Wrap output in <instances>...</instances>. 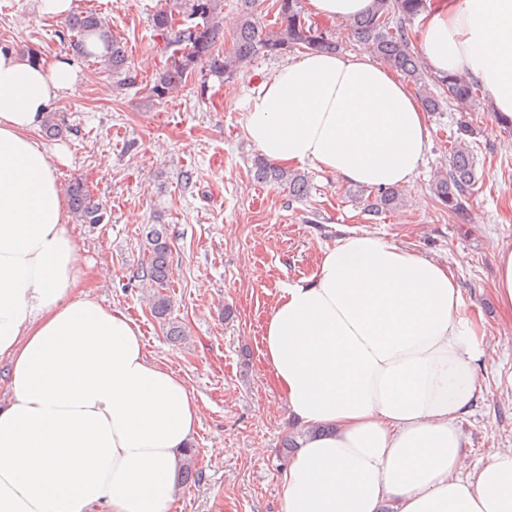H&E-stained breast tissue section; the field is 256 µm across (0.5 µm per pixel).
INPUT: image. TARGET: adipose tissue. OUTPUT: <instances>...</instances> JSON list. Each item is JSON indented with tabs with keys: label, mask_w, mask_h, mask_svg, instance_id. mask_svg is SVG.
I'll return each instance as SVG.
<instances>
[{
	"label": "adipose tissue",
	"mask_w": 512,
	"mask_h": 512,
	"mask_svg": "<svg viewBox=\"0 0 512 512\" xmlns=\"http://www.w3.org/2000/svg\"><path fill=\"white\" fill-rule=\"evenodd\" d=\"M418 48L463 72L512 121V0H438ZM61 60L0 45V512H168L200 421L138 325L83 288L54 167L35 139L75 89ZM248 140L285 167L409 186L429 146L403 75L365 54L305 53L260 81ZM488 333L453 271L383 235L348 231L284 284L263 356L311 427L282 475L280 512H512V450L469 465L456 426L476 402Z\"/></svg>",
	"instance_id": "1"
}]
</instances>
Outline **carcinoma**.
I'll list each match as a JSON object with an SVG mask.
<instances>
[{
	"label": "carcinoma",
	"instance_id": "1",
	"mask_svg": "<svg viewBox=\"0 0 512 512\" xmlns=\"http://www.w3.org/2000/svg\"><path fill=\"white\" fill-rule=\"evenodd\" d=\"M223 0H173L170 9L152 16V26L163 42L166 64L147 95L162 99L178 88L197 65L206 62L210 70L227 77L239 73L259 55L280 56L299 50L329 52L340 49L336 37L312 22L305 15L302 0H271L267 10L275 17L274 26L264 29L257 21L259 0H238L240 25L233 33L232 48L219 46L224 33L218 20ZM428 8L427 0H374L368 13L346 21L351 37L365 46L391 69L405 75L415 87L418 97L429 112L442 110L443 105H465L476 100L478 81L463 74L430 76L423 67L412 42L411 24ZM181 18H176V15ZM70 43L75 52L92 58L112 73L114 87L121 92L136 84L128 64V56L101 17L92 11L71 14L66 20ZM253 178L260 183L276 185L288 191V201L300 202L309 193L304 173L267 161L261 156L252 160ZM477 172L470 145L462 140L451 148L448 170L439 172L432 191L448 212L460 216L466 212V200L477 183ZM72 212L84 224H98L103 216L91 203L84 184L76 181L69 188ZM366 209L386 212L403 202L398 190L379 189L366 198ZM146 260L140 267L141 286L150 289L151 313L165 318L171 308L167 270L171 249L165 227L152 225L145 233ZM196 449L184 451L180 484L198 478L195 468Z\"/></svg>",
	"mask_w": 512,
	"mask_h": 512
}]
</instances>
